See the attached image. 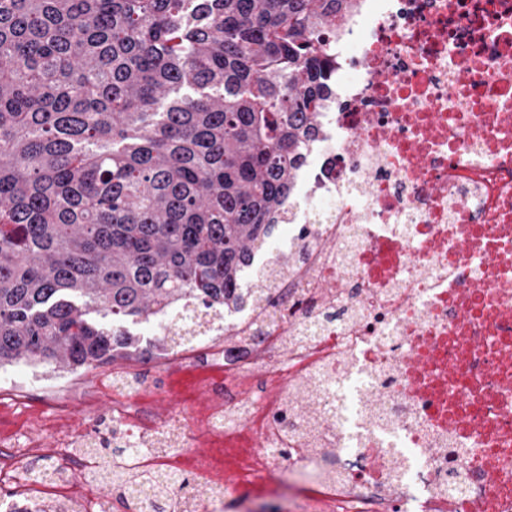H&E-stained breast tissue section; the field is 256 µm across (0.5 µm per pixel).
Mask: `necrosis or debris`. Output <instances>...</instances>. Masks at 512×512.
Returning <instances> with one entry per match:
<instances>
[{"label": "necrosis or debris", "mask_w": 512, "mask_h": 512, "mask_svg": "<svg viewBox=\"0 0 512 512\" xmlns=\"http://www.w3.org/2000/svg\"><path fill=\"white\" fill-rule=\"evenodd\" d=\"M328 49L336 102L253 257L254 301L177 310L224 371L206 435L260 443L179 512L274 479L290 512H512V0H359ZM192 422L141 430L160 483L181 488ZM15 449L0 512L45 489L83 512L86 457Z\"/></svg>", "instance_id": "necrosis-or-debris-1"}]
</instances>
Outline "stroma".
<instances>
[{
  "label": "stroma",
  "instance_id": "stroma-1",
  "mask_svg": "<svg viewBox=\"0 0 512 512\" xmlns=\"http://www.w3.org/2000/svg\"><path fill=\"white\" fill-rule=\"evenodd\" d=\"M111 370L144 382V389L132 395L129 402L136 411L149 415L157 426L189 410L195 415V428H202L213 399L211 390L224 384L222 370L203 371L198 364L185 361L182 354L171 351L74 373L51 366L14 365L0 369L1 399L8 401L20 394L48 404L60 396L69 398V427L75 435L87 439L88 453L98 462L96 472L85 477L87 512H97V502L102 498L112 502L111 512H124L116 503L117 488L103 481L105 473L112 469V450L101 445L111 436L112 390L103 385L102 377Z\"/></svg>",
  "mask_w": 512,
  "mask_h": 512
}]
</instances>
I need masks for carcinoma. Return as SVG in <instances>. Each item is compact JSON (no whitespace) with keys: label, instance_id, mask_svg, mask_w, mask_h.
<instances>
[{"label":"carcinoma","instance_id":"1","mask_svg":"<svg viewBox=\"0 0 512 512\" xmlns=\"http://www.w3.org/2000/svg\"><path fill=\"white\" fill-rule=\"evenodd\" d=\"M357 0H0V368H96L237 310ZM113 476L149 472L116 447Z\"/></svg>","mask_w":512,"mask_h":512}]
</instances>
